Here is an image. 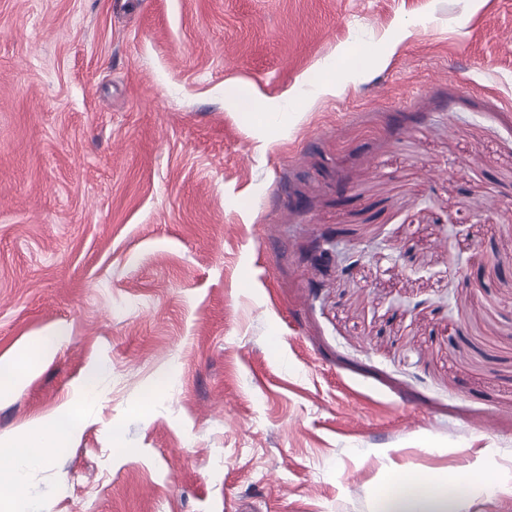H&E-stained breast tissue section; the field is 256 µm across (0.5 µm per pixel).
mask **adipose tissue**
Segmentation results:
<instances>
[{
    "label": "adipose tissue",
    "instance_id": "adipose-tissue-1",
    "mask_svg": "<svg viewBox=\"0 0 512 512\" xmlns=\"http://www.w3.org/2000/svg\"><path fill=\"white\" fill-rule=\"evenodd\" d=\"M69 429L45 432L34 428L19 435L0 439V487L20 490L29 469L39 466L66 449ZM470 479L461 475L440 484L416 475L399 473L387 482L382 497L398 512H457Z\"/></svg>",
    "mask_w": 512,
    "mask_h": 512
}]
</instances>
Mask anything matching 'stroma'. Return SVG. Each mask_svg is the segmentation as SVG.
Returning a JSON list of instances; mask_svg holds the SVG:
<instances>
[{"instance_id":"stroma-1","label":"stroma","mask_w":512,"mask_h":512,"mask_svg":"<svg viewBox=\"0 0 512 512\" xmlns=\"http://www.w3.org/2000/svg\"><path fill=\"white\" fill-rule=\"evenodd\" d=\"M3 354L0 512H512V0H0ZM100 368H92L84 377L81 387L82 399L79 407H69L64 411V416L69 418H80L84 413H87L98 402L99 393L97 389V379ZM71 433L72 429L62 427L51 432L33 428L13 438L0 439V487L19 491L29 469L67 449ZM32 448H40V452L34 453ZM4 460L8 461L7 466L2 465ZM470 478L460 475L441 485L434 480L423 479L417 475L398 473L387 482L382 493L384 505L397 504L398 512H452L459 511Z\"/></svg>"}]
</instances>
